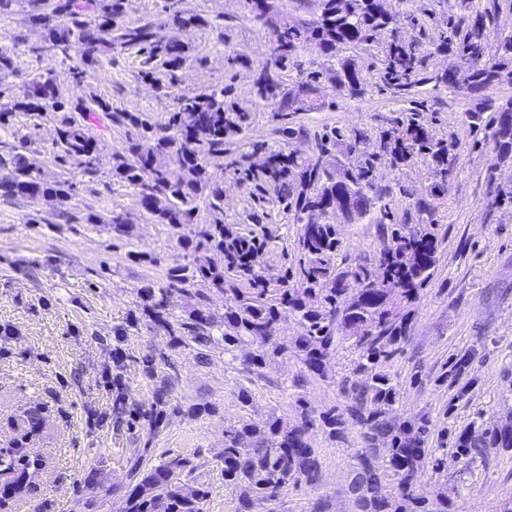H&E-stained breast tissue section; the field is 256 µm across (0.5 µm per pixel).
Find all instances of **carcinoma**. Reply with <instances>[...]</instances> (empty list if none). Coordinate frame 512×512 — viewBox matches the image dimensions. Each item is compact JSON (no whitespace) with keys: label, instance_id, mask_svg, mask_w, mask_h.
Instances as JSON below:
<instances>
[{"label":"carcinoma","instance_id":"cac0c4a2","mask_svg":"<svg viewBox=\"0 0 512 512\" xmlns=\"http://www.w3.org/2000/svg\"><path fill=\"white\" fill-rule=\"evenodd\" d=\"M415 0H310L314 15L302 27L285 25L275 34V64L288 68L289 56L303 41H312L333 54L341 47H361L374 53L382 65L381 80L406 91L427 77L433 53L424 42L398 34V16L419 24L422 5L405 12L396 5ZM448 15L446 26L437 27L435 50L446 51L455 65L434 80L453 85L457 68L467 71L470 91L512 80V34L499 44L498 58L485 55L487 32L495 14L478 0H437ZM24 10L31 23L42 30V43L55 49L54 57L71 61L69 79L61 81L53 69H43L29 80L33 93L24 99L7 96L6 78L17 73L15 49L19 39L0 37V128L18 140L3 142L0 154V197L22 199L32 204H64L78 189L90 187L99 172L98 134L104 121L123 129V148L112 154L108 185L133 189L136 204L156 224H164L177 235L186 262L167 270V286L148 282L139 287L141 316L166 330L176 343L189 335L205 348L224 346L231 354L242 343L267 345L282 315L297 318L302 327L294 349L307 372L324 376L327 362L342 339L351 340L359 351L355 368L367 377L350 388L349 414L335 408L314 417L304 409L292 424L271 416L262 425L232 424L224 428V448L218 456L224 464V483L238 492V512H253L255 505L278 501L292 485L317 484L322 463L312 448L308 433L320 422L331 438H340L350 426L363 430L365 446L356 456L353 474L364 486V512H448V503H426L408 493L409 485L429 464L443 459L426 447L429 424L416 419L397 425L387 410L397 400L392 378L379 370L392 358L408 336L409 314L396 311V304L412 305L420 288L433 277L438 238L431 225H390L374 268L357 262L336 266L340 246L336 225L330 218L342 211L350 222L369 214L382 201L385 189L375 182L380 155L358 156L365 138L353 132L346 142V159L331 160L336 131L317 134V157L311 161L286 152L288 140L299 134L288 122L287 108L278 106L282 125L277 132L281 147L271 152L261 169L241 167L238 158H225L226 142L239 136L247 115L236 111L229 91L222 85L200 92L174 96V105L162 123L150 121L145 112L112 111V105L85 90L89 70L117 50L132 51L142 60V78L150 80L163 97L173 96L178 71L194 56L188 45L170 35L173 28L208 24L198 14L168 0L159 22L128 23L124 0H0V15L14 8ZM336 88L351 95L364 92L356 66L344 61L335 70ZM254 87L256 95L270 102L277 98L279 75L261 65ZM491 122L492 138L501 158L512 157V100L496 108ZM55 126L50 149L44 153L32 146L23 127L44 122ZM393 144V163L415 157H430L432 175L439 183L455 169V156L448 142L431 134L411 119L402 128L387 133ZM243 174V180L273 191L286 204L293 223L300 225L296 241L300 254L296 276L301 289L288 287V274L275 279L256 270L254 257L264 242L243 235L224 224V182L216 170ZM80 176L82 180L75 181ZM71 223L84 221L103 228L122 230L130 223L128 213L117 210L91 211L85 217L68 214ZM195 288L198 305L187 320L171 321L169 295ZM229 294L224 316L214 317L207 307L206 292ZM320 298L311 307L309 297ZM169 383L160 381L152 408L145 413L151 430L160 429L166 418ZM388 437V465L402 491L400 500L379 492L381 475L377 449L372 442ZM457 454L471 448H512V433L497 428L461 433L455 441ZM193 462L176 456L136 478L126 493V512H203L208 488L192 478Z\"/></svg>","mask_w":512,"mask_h":512}]
</instances>
